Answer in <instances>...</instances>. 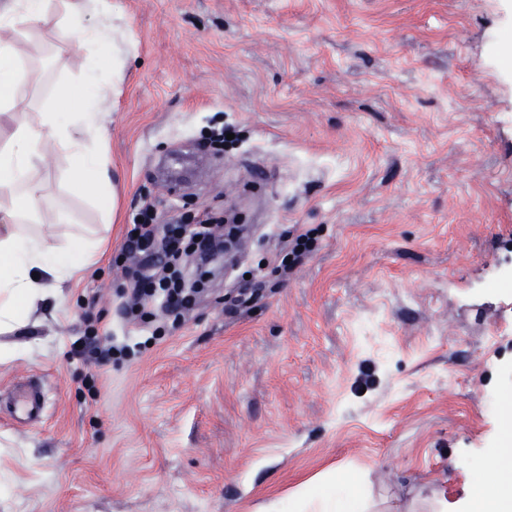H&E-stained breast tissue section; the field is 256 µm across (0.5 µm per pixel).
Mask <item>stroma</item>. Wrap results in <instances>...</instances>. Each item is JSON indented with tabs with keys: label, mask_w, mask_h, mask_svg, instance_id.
Masks as SVG:
<instances>
[{
	"label": "stroma",
	"mask_w": 512,
	"mask_h": 512,
	"mask_svg": "<svg viewBox=\"0 0 512 512\" xmlns=\"http://www.w3.org/2000/svg\"><path fill=\"white\" fill-rule=\"evenodd\" d=\"M61 14L21 38L39 75L21 106L60 82L94 97L118 209L46 147L37 177L103 253L5 337L0 512H263L335 468L366 475L372 512L460 496L512 396V0H91L87 25L122 30L117 88L111 49L71 46ZM216 122L236 142L169 187L163 163ZM145 200L161 224L244 228L161 336L120 311ZM89 320L131 357L73 358ZM29 382L47 416L22 424ZM311 230L296 235L290 243L289 251L281 258V264L288 266L296 265L311 251L313 238Z\"/></svg>",
	"instance_id": "obj_1"
}]
</instances>
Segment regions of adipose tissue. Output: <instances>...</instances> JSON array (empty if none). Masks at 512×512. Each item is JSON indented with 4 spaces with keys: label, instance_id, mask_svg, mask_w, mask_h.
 <instances>
[{
    "label": "adipose tissue",
    "instance_id": "ef3b65f1",
    "mask_svg": "<svg viewBox=\"0 0 512 512\" xmlns=\"http://www.w3.org/2000/svg\"><path fill=\"white\" fill-rule=\"evenodd\" d=\"M45 11L46 0H0V191L9 193L0 205V334L24 327L38 304L59 298L63 284L95 257L83 225H70L59 245L27 228L50 206L46 186L32 176L44 145L73 154L70 182L101 211L111 202L98 111L55 107L31 121L17 110L18 90L28 79L18 36L42 22ZM362 484V475L334 471L306 483L301 499L318 512H369ZM433 512H512V448L486 449L482 476L457 503L436 501Z\"/></svg>",
    "mask_w": 512,
    "mask_h": 512
}]
</instances>
